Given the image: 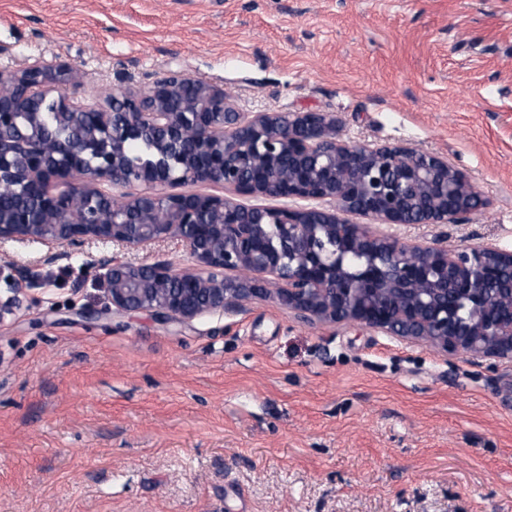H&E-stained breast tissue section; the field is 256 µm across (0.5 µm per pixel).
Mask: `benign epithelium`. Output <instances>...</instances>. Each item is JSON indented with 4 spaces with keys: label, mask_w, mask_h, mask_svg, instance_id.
I'll list each match as a JSON object with an SVG mask.
<instances>
[{
    "label": "benign epithelium",
    "mask_w": 512,
    "mask_h": 512,
    "mask_svg": "<svg viewBox=\"0 0 512 512\" xmlns=\"http://www.w3.org/2000/svg\"><path fill=\"white\" fill-rule=\"evenodd\" d=\"M187 77L123 87L92 104L74 98L78 72L36 60L0 71V190L33 187L35 203L0 209V240L76 248L176 238L189 264L106 259L110 304L192 321L272 297L307 322L354 323L445 354L512 362V252L401 243L375 224H457L481 204L467 174L401 146L343 141L320 112L236 110L207 82L172 105ZM50 111L55 126L44 127ZM134 138L153 160L134 163ZM213 184L225 195L179 192ZM137 186L114 195L104 186ZM460 197L448 207L441 197ZM238 196L314 201L256 207ZM328 201L334 209L318 202ZM27 271L0 264V318L18 304Z\"/></svg>",
    "instance_id": "obj_1"
}]
</instances>
